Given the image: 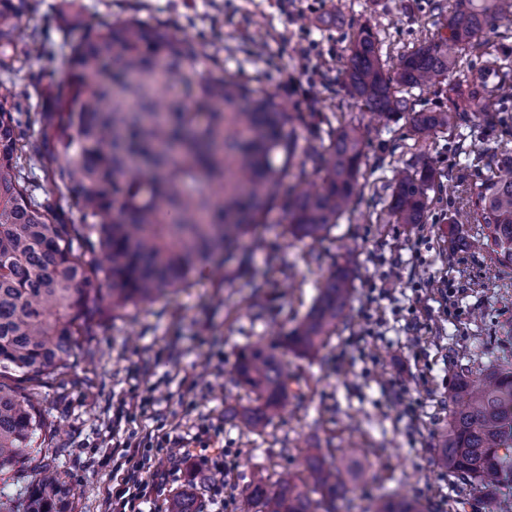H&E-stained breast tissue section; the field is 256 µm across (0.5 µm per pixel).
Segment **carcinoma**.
Segmentation results:
<instances>
[{"mask_svg":"<svg viewBox=\"0 0 512 512\" xmlns=\"http://www.w3.org/2000/svg\"><path fill=\"white\" fill-rule=\"evenodd\" d=\"M37 0H0V70L14 69L15 20ZM512 15V0H454L434 40L402 55L394 72L382 60L367 24L350 39L344 79L352 96L388 121L408 120L418 144L454 133L478 116L485 85L464 73L456 53L489 54L486 28ZM68 79L54 107L42 113V138H25L20 112L0 94V470L10 468L29 437L47 427L33 398L6 383L19 373L39 382L68 365L84 324L105 312L150 301L189 283L201 265L246 250L244 236L277 208L284 183L288 233L316 241L339 223L361 196L366 159L361 129L341 125L327 139L299 149L302 113H287L267 88L254 86L212 58L201 71L193 42L163 24L136 18L91 30L65 54ZM455 83L429 105L414 89ZM303 159H298V151ZM48 164L46 176L80 207L82 223L98 227L103 259H87L72 246L76 224L58 220L23 182L24 154ZM387 209L394 224L427 223L429 202L447 194L429 161L392 168ZM452 247L485 252L491 264L512 269V152L490 175L448 204ZM481 226L464 233L458 218ZM356 253L326 277L305 317L275 345L243 348L233 380L254 395L241 408L244 423L263 432L288 396V372L277 351L318 352L336 334L353 287ZM107 288L96 284L98 272ZM251 307L262 316L266 272L254 271ZM448 429L437 464L478 492L512 483V369L456 374L448 391ZM310 484L288 478L255 484L252 512H339L345 478L367 476L355 461L339 468L335 450L313 449ZM320 494L315 501L310 494ZM23 512H71L59 476L50 471L27 488ZM170 512H203L198 494L178 495ZM374 512H423L412 499L381 498Z\"/></svg>","mask_w":512,"mask_h":512,"instance_id":"obj_1","label":"carcinoma"}]
</instances>
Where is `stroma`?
Listing matches in <instances>:
<instances>
[{
  "label": "stroma",
  "mask_w": 512,
  "mask_h": 512,
  "mask_svg": "<svg viewBox=\"0 0 512 512\" xmlns=\"http://www.w3.org/2000/svg\"><path fill=\"white\" fill-rule=\"evenodd\" d=\"M131 16L169 26L205 55L219 54L229 72L269 88L286 111L303 113L301 139L326 137L341 122L360 126L367 187L321 242L285 234L284 213L274 209L254 233L260 247L249 266H209L174 294L87 322L68 368L23 385L49 427L32 435L13 470L0 472V502L18 504L41 478L36 465L43 461L69 489L72 512H110L108 494L123 477L113 436L158 429L208 449L177 458L163 476L145 464L150 512H168L190 487L204 512H247L252 484L272 485L286 473L304 480L312 448L355 455L376 475L351 492L353 512H371L385 493L419 500L432 512H502L499 499L480 496L432 459L458 369L512 366V339L504 333L512 324V274L495 275L484 254L449 247L447 202L417 228L376 217L386 212L393 165L430 160L454 194L487 175L503 148L512 149V112L501 100L502 86H512V17L487 29L494 62H472L487 86L484 119L436 135L420 150L405 121L376 120L351 96L343 70L349 36L364 23L377 31L388 67L397 68L401 54L436 32L441 17L433 0H42L38 11L21 14L14 72L0 73L30 139H40V116L66 77L65 45ZM305 30L321 43V58L300 55ZM35 42L41 51L28 55ZM23 174L36 199L52 200L60 220L97 241L42 163L28 162ZM345 240L358 246L347 317L317 354L280 353L292 376L288 401L272 425L254 433L237 415L250 394L232 379L236 354L295 327L341 262ZM270 255L276 261L266 311L256 318L247 308L248 282Z\"/></svg>",
  "instance_id": "1"
}]
</instances>
